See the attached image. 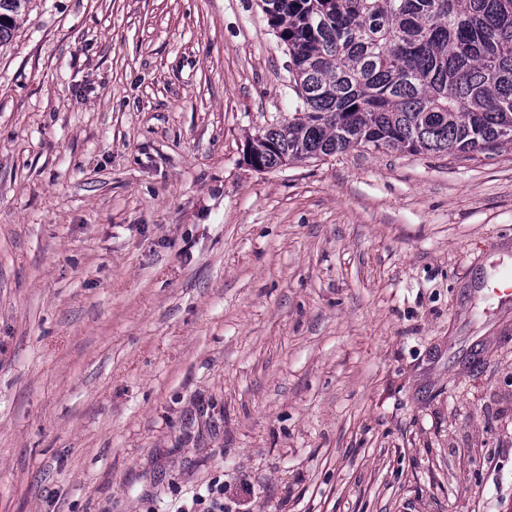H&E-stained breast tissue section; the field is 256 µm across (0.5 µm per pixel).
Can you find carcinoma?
<instances>
[{"label":"carcinoma","instance_id":"cac0c4a2","mask_svg":"<svg viewBox=\"0 0 512 512\" xmlns=\"http://www.w3.org/2000/svg\"><path fill=\"white\" fill-rule=\"evenodd\" d=\"M29 0H0V46ZM295 112L252 135L268 171L355 147L475 160L512 148V0H262Z\"/></svg>","mask_w":512,"mask_h":512}]
</instances>
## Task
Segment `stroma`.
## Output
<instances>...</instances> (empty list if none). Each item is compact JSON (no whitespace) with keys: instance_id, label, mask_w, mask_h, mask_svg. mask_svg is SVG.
I'll return each mask as SVG.
<instances>
[{"instance_id":"stroma-1","label":"stroma","mask_w":512,"mask_h":512,"mask_svg":"<svg viewBox=\"0 0 512 512\" xmlns=\"http://www.w3.org/2000/svg\"><path fill=\"white\" fill-rule=\"evenodd\" d=\"M260 0H31L0 47V512H512V149L260 172ZM196 505H205L202 510L193 512H224V487L214 483L207 488L206 496L196 498Z\"/></svg>"}]
</instances>
